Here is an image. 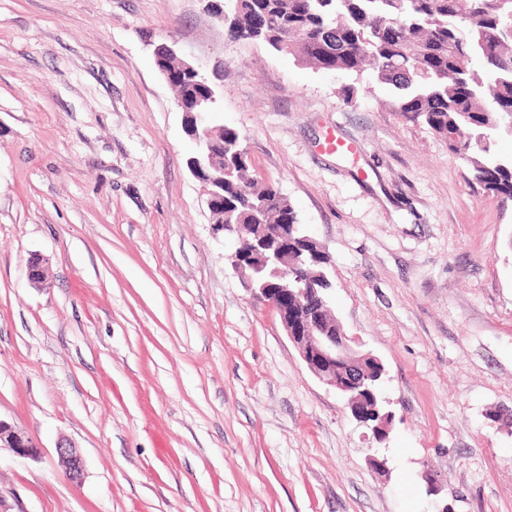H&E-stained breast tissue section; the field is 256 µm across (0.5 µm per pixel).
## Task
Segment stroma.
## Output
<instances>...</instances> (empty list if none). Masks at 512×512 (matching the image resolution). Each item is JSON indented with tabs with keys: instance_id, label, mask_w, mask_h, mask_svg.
I'll list each match as a JSON object with an SVG mask.
<instances>
[{
	"instance_id": "stroma-1",
	"label": "stroma",
	"mask_w": 512,
	"mask_h": 512,
	"mask_svg": "<svg viewBox=\"0 0 512 512\" xmlns=\"http://www.w3.org/2000/svg\"><path fill=\"white\" fill-rule=\"evenodd\" d=\"M165 39L328 255L333 314L387 372L386 443L228 264ZM0 418L41 449L0 448L15 512H431L428 467L453 512H512V205L372 70L229 40L204 0H0ZM59 463L64 468L65 474L71 481L79 483L83 476V460L77 449L67 445L59 444L57 447Z\"/></svg>"
}]
</instances>
